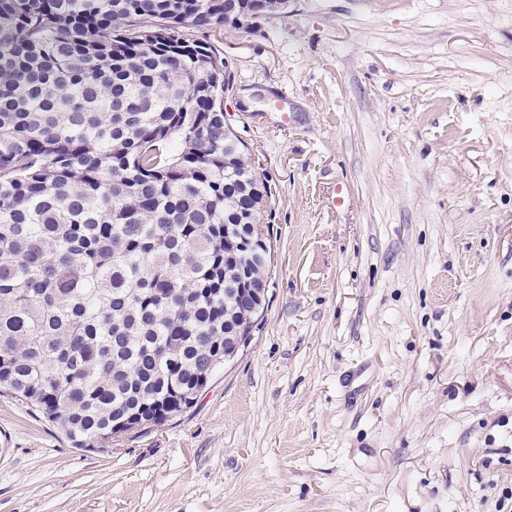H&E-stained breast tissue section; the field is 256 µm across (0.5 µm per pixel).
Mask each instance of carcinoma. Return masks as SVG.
<instances>
[{"label":"carcinoma","mask_w":512,"mask_h":512,"mask_svg":"<svg viewBox=\"0 0 512 512\" xmlns=\"http://www.w3.org/2000/svg\"><path fill=\"white\" fill-rule=\"evenodd\" d=\"M240 0H0V396L75 448L175 419L268 283L270 187L209 42ZM242 236L224 245V225Z\"/></svg>","instance_id":"carcinoma-1"}]
</instances>
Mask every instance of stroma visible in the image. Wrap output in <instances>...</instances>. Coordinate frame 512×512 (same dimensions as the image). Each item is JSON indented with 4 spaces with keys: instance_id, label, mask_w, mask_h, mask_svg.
<instances>
[{
    "instance_id": "1",
    "label": "stroma",
    "mask_w": 512,
    "mask_h": 512,
    "mask_svg": "<svg viewBox=\"0 0 512 512\" xmlns=\"http://www.w3.org/2000/svg\"><path fill=\"white\" fill-rule=\"evenodd\" d=\"M189 33L272 190L263 323L105 452L0 397V512H512V0Z\"/></svg>"
}]
</instances>
